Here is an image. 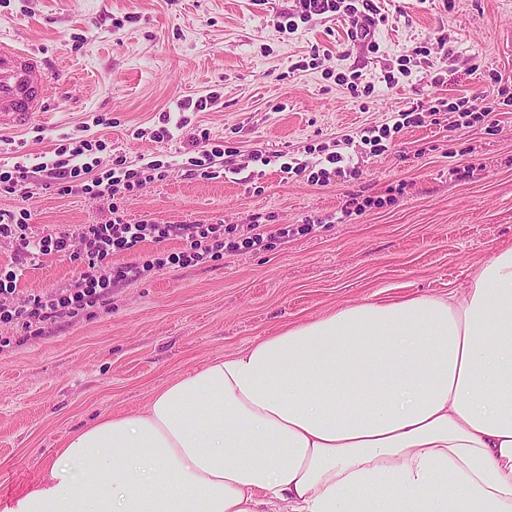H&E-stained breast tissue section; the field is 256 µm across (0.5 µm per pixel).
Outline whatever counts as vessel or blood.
<instances>
[{"label":"vessel or blood","mask_w":512,"mask_h":512,"mask_svg":"<svg viewBox=\"0 0 512 512\" xmlns=\"http://www.w3.org/2000/svg\"><path fill=\"white\" fill-rule=\"evenodd\" d=\"M50 77L33 53L0 41V129H21L44 111Z\"/></svg>","instance_id":"obj_1"}]
</instances>
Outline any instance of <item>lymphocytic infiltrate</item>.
<instances>
[{
	"label": "lymphocytic infiltrate",
	"instance_id": "f902f5d3",
	"mask_svg": "<svg viewBox=\"0 0 512 512\" xmlns=\"http://www.w3.org/2000/svg\"><path fill=\"white\" fill-rule=\"evenodd\" d=\"M296 10L286 15L282 31L295 33L299 22L312 16L330 14L347 19L349 39L371 42L376 28L386 21L375 0H295ZM186 144L191 153L188 165L193 174L211 179L217 166L223 165L225 150L210 145L207 132L187 133ZM89 143L73 148L58 147L56 160L46 170L50 182L65 195L132 194L144 183L145 170H158L159 165L148 162L146 168H133L118 161L115 168L95 172L91 163L82 161ZM260 215H253L241 241L225 242L224 227L220 224H153L131 221L119 209H112L108 219L97 224H83L76 230L33 233L24 218L0 212V238L15 240L20 254L27 257L56 253L81 261L78 276L66 287L30 296L26 302L15 300L18 274H0V323L21 324L31 336L44 335L49 325L90 315L92 310L111 295L120 284L139 279L166 265L196 266L219 258L222 251L239 248L267 247L269 237L262 228ZM171 238L182 240L183 251L167 256L136 259L126 264L112 265L114 254L135 252L140 243L152 239L162 242Z\"/></svg>",
	"mask_w": 512,
	"mask_h": 512
}]
</instances>
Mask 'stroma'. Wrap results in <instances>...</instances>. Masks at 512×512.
I'll list each match as a JSON object with an SVG mask.
<instances>
[{
    "label": "stroma",
    "mask_w": 512,
    "mask_h": 512,
    "mask_svg": "<svg viewBox=\"0 0 512 512\" xmlns=\"http://www.w3.org/2000/svg\"><path fill=\"white\" fill-rule=\"evenodd\" d=\"M388 17L377 50L348 39L338 16H316L292 34L278 24L293 0H0V39L36 53L51 75L44 116L0 133V164L23 162L25 193L0 190V211L28 210L34 233L108 218L154 224L269 230L314 222L312 232L239 249L203 265H166L114 289L92 316L24 338L0 323V507L55 458L60 441L100 415L145 404L152 392L209 360L368 300L442 295L512 244V107L449 129L448 113L393 134L370 153L365 131L396 112L429 111L459 96L496 99L512 87V0H378ZM452 54H444L439 38ZM411 73L397 74L401 57ZM355 71L366 98L338 85ZM218 93L186 112L190 127L234 151L215 179L189 175L182 136L153 132L178 101ZM110 117L107 125L94 118ZM100 140L99 170L121 156L159 160L163 179L125 196L60 195L37 164L62 138ZM339 152L355 176L326 185L287 175L285 161L317 164ZM271 156L269 165L256 153ZM474 165L459 180L449 168ZM362 211L331 223L351 200ZM17 298L64 287L77 262L24 260Z\"/></svg>",
    "instance_id": "stroma-1"
}]
</instances>
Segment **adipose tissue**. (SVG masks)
Segmentation results:
<instances>
[{"label":"adipose tissue","mask_w":512,"mask_h":512,"mask_svg":"<svg viewBox=\"0 0 512 512\" xmlns=\"http://www.w3.org/2000/svg\"><path fill=\"white\" fill-rule=\"evenodd\" d=\"M0 512H512V245L99 416Z\"/></svg>","instance_id":"adipose-tissue-1"}]
</instances>
